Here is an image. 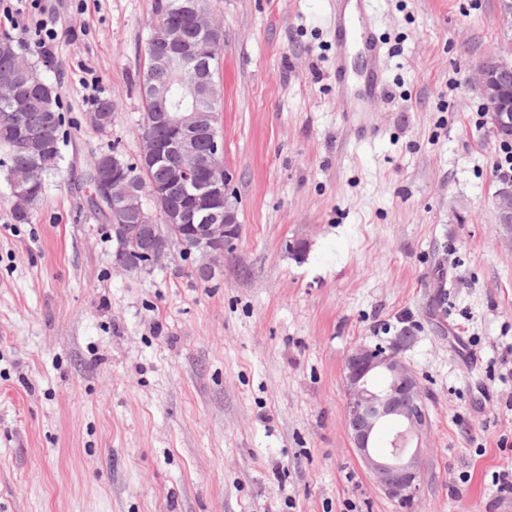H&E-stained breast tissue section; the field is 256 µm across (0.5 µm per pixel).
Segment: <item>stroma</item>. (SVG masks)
<instances>
[{"label": "stroma", "instance_id": "35a3bbf8", "mask_svg": "<svg viewBox=\"0 0 512 512\" xmlns=\"http://www.w3.org/2000/svg\"><path fill=\"white\" fill-rule=\"evenodd\" d=\"M156 3L0 0L64 121L31 223L0 165V512H512L493 481L512 467V243L470 82L512 55L498 0H378L386 94L364 112L334 78L329 0H209L241 237L206 282L177 250L116 268L87 204L95 159L140 150ZM403 332L431 423L409 508L358 462L342 388L353 346Z\"/></svg>", "mask_w": 512, "mask_h": 512}]
</instances>
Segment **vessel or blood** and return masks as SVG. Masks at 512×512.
<instances>
[{
  "label": "vessel or blood",
  "instance_id": "obj_1",
  "mask_svg": "<svg viewBox=\"0 0 512 512\" xmlns=\"http://www.w3.org/2000/svg\"><path fill=\"white\" fill-rule=\"evenodd\" d=\"M373 0H336V80L348 85L350 77L347 57L350 51H357L365 66L357 79L361 93L351 99L350 111H363L367 104L382 94L383 48L368 22L367 15Z\"/></svg>",
  "mask_w": 512,
  "mask_h": 512
}]
</instances>
